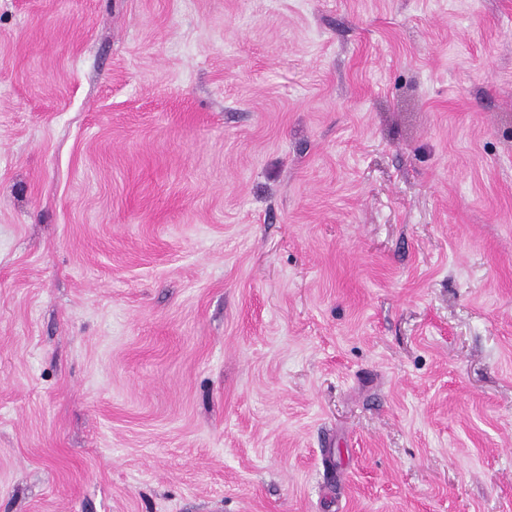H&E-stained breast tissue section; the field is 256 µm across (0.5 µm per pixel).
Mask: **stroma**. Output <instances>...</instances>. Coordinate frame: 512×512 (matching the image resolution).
I'll return each mask as SVG.
<instances>
[{"mask_svg":"<svg viewBox=\"0 0 512 512\" xmlns=\"http://www.w3.org/2000/svg\"><path fill=\"white\" fill-rule=\"evenodd\" d=\"M0 512H512V0H0Z\"/></svg>","mask_w":512,"mask_h":512,"instance_id":"35a3bbf8","label":"stroma"}]
</instances>
